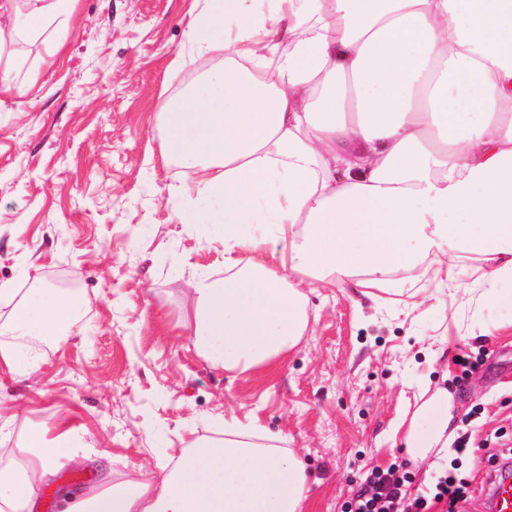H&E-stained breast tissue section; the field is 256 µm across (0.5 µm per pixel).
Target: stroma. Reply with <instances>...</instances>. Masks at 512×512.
<instances>
[{"mask_svg":"<svg viewBox=\"0 0 512 512\" xmlns=\"http://www.w3.org/2000/svg\"><path fill=\"white\" fill-rule=\"evenodd\" d=\"M195 0H77L64 45L20 40L0 101V315L32 276L75 278L81 308L61 346L18 341L38 365L0 366V410L16 412L0 446L36 427L84 431L113 481L157 470L225 417L254 415L287 434L308 463L305 512H345L367 470L407 461L409 493L440 468L411 461L396 422L421 386L448 389L453 437L483 462L456 460L469 494L457 512H488L489 457L512 464V306L478 303L482 263L463 260L442 288L426 261L413 289L443 303L411 310L406 295L376 302L350 283L309 294V330L269 372L231 377L180 326L194 275H224L220 227L183 224L175 186L192 172L163 157L162 113L219 54L177 64ZM484 350L470 375L455 363Z\"/></svg>","mask_w":512,"mask_h":512,"instance_id":"35a3bbf8","label":"stroma"}]
</instances>
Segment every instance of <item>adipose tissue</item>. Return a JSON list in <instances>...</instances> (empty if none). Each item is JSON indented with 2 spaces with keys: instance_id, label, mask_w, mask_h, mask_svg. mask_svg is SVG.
Listing matches in <instances>:
<instances>
[{
  "instance_id": "obj_1",
  "label": "adipose tissue",
  "mask_w": 512,
  "mask_h": 512,
  "mask_svg": "<svg viewBox=\"0 0 512 512\" xmlns=\"http://www.w3.org/2000/svg\"><path fill=\"white\" fill-rule=\"evenodd\" d=\"M77 0H0V67L18 36L68 26ZM190 54L223 52L164 114V155L192 170L184 224L224 233V279L195 275L182 325L213 366L270 370L309 327L308 289L352 282L381 299L435 260L446 281L484 262L482 302L512 303V0H196ZM69 294L33 278L0 320L14 345L71 335ZM408 429L413 457L447 459L452 397ZM100 458L83 432L31 433L0 457V512H41L62 461ZM306 463L255 417H230L160 474L63 491V512H303Z\"/></svg>"
}]
</instances>
